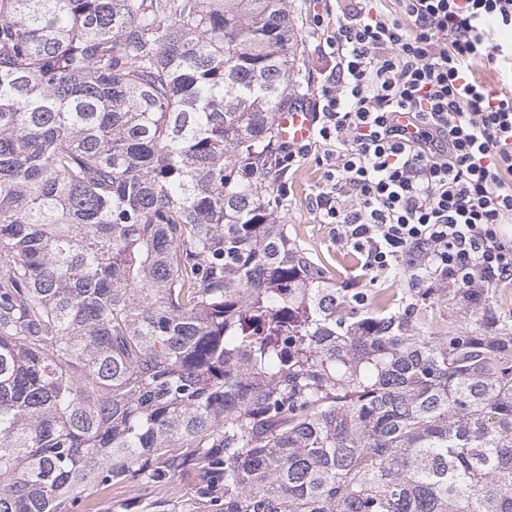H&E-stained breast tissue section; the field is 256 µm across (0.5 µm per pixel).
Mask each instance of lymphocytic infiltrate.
Segmentation results:
<instances>
[{"label": "lymphocytic infiltrate", "instance_id": "lymphocytic-infiltrate-1", "mask_svg": "<svg viewBox=\"0 0 512 512\" xmlns=\"http://www.w3.org/2000/svg\"><path fill=\"white\" fill-rule=\"evenodd\" d=\"M393 17L356 0L336 30L315 15L328 60L313 133L285 143L292 169L318 151L320 223L373 277L409 287L486 288L512 280V92L470 78L480 60L512 77V0H398ZM411 113L416 134L396 122Z\"/></svg>", "mask_w": 512, "mask_h": 512}]
</instances>
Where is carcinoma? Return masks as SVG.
Masks as SVG:
<instances>
[{"label":"carcinoma","instance_id":"1","mask_svg":"<svg viewBox=\"0 0 512 512\" xmlns=\"http://www.w3.org/2000/svg\"><path fill=\"white\" fill-rule=\"evenodd\" d=\"M300 45L289 0H0V512H512V319L360 305L282 223ZM431 307L427 309L433 310L432 327L434 331L446 329L448 326L469 327L468 324L463 322V310L461 309L458 297H456L455 301L435 300L434 305H431ZM143 495V490L140 493H133L126 485H124L112 489V494L110 493L108 497L98 495L95 497L100 502V508L105 509L109 505H112V511H125L122 510L121 507L125 505L128 506L134 502L138 504L144 502Z\"/></svg>","mask_w":512,"mask_h":512}]
</instances>
